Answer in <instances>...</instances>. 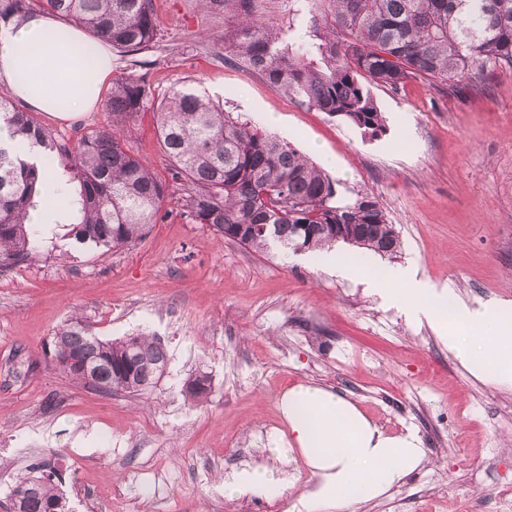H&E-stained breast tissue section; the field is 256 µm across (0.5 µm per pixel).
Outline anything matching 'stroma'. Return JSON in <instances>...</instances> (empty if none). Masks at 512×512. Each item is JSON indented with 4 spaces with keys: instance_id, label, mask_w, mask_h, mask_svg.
Segmentation results:
<instances>
[{
    "instance_id": "stroma-1",
    "label": "stroma",
    "mask_w": 512,
    "mask_h": 512,
    "mask_svg": "<svg viewBox=\"0 0 512 512\" xmlns=\"http://www.w3.org/2000/svg\"><path fill=\"white\" fill-rule=\"evenodd\" d=\"M155 48L116 54V75L156 95L189 84L225 111L290 142L339 183L341 201L374 194L401 241L396 255L365 253L476 306L512 301V71L478 87L417 78L372 87L388 132L354 127L291 100L259 72L226 61L235 19L198 0H153ZM282 123L268 127L266 113ZM129 145L155 174L172 168L152 113L138 114ZM168 218L116 253L79 243L69 224H42L41 256L0 272V512L32 464L54 461L74 512H305L313 476L299 455L281 464L284 496L230 497L224 479L267 460L286 432L278 401L302 383L354 401L382 430H414L428 465L386 497L346 512H448L454 498L494 512L512 486V390L474 378L426 323L329 272L311 252L254 253ZM104 339L158 338L168 365L141 394L102 393L67 378L52 356L70 322ZM207 401L182 392L196 370ZM211 388V376L205 371L192 373L183 385L185 398L194 406H199L207 401Z\"/></svg>"
}]
</instances>
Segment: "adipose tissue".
I'll return each instance as SVG.
<instances>
[{"label": "adipose tissue", "mask_w": 512, "mask_h": 512, "mask_svg": "<svg viewBox=\"0 0 512 512\" xmlns=\"http://www.w3.org/2000/svg\"><path fill=\"white\" fill-rule=\"evenodd\" d=\"M111 77V49L77 27L39 12L21 23H0V80L32 111L80 119L97 107ZM0 145L44 170L51 194L36 197L28 223H80L81 206L68 178L47 166L42 145L13 138L4 125ZM317 261L341 276L367 278L407 318H425L471 375L512 389V304L471 307L450 290L426 287L397 269L369 274L362 259L333 249L319 251ZM279 409L288 433L271 453L279 459L295 452L302 457L314 477L304 493L314 512H343L348 505L382 498L427 462L416 432L388 434L330 390L296 385L282 394ZM287 488L279 470L264 464L244 466L224 480L230 496H280Z\"/></svg>", "instance_id": "obj_1"}]
</instances>
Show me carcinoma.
<instances>
[{
	"instance_id": "obj_1",
	"label": "carcinoma",
	"mask_w": 512,
	"mask_h": 512,
	"mask_svg": "<svg viewBox=\"0 0 512 512\" xmlns=\"http://www.w3.org/2000/svg\"><path fill=\"white\" fill-rule=\"evenodd\" d=\"M229 9L237 26L229 61L260 71L277 90L301 104L338 117L362 135L388 132L370 87L398 89L412 78L478 86L497 69L512 71V0H313L304 11L310 41L292 30L262 24L256 0H200ZM56 14L103 38L127 55L153 48L159 33L153 0H0V21L33 12ZM111 120L70 146L31 115L0 96V123L65 162L79 184L83 219L75 236L106 252L142 240L168 215L170 184L128 146L130 121L151 110L158 139L182 186L180 214L222 238L267 253L273 248L321 250L338 241L379 255L398 253L394 225L371 193L338 202V182L289 142L267 134L204 98L194 86L157 98L132 74L112 82L106 101ZM42 173L0 146V270L34 261L33 225L26 223ZM58 368L103 393L136 394L164 373L167 352L154 337L135 332L103 340L81 320L54 337ZM209 373L184 382L194 406L207 401ZM54 472L38 464L13 490L19 512H72Z\"/></svg>"
}]
</instances>
